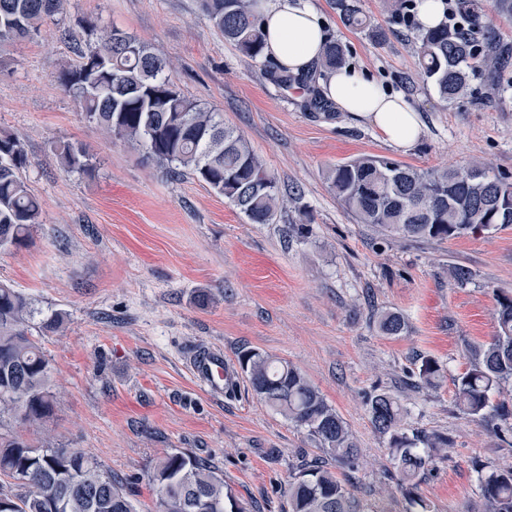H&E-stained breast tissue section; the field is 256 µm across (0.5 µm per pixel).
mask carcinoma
I'll return each instance as SVG.
<instances>
[{
    "label": "carcinoma",
    "instance_id": "1",
    "mask_svg": "<svg viewBox=\"0 0 512 512\" xmlns=\"http://www.w3.org/2000/svg\"><path fill=\"white\" fill-rule=\"evenodd\" d=\"M342 22L368 27L357 0H334ZM211 25L247 59L264 57V34L253 0H201ZM463 25L446 23L416 35L423 76L448 102L461 96L480 73L495 89L509 51L485 24L486 0H457ZM64 0H0V50L40 32L62 13ZM345 64L341 45L327 41L321 66ZM166 59L144 42L116 29L104 30L79 50V61L55 72L82 117L109 136L136 143L148 159L175 165L224 196L253 224H273L283 195L276 176L243 135L224 117L188 97L173 83ZM67 172L91 170L85 149L63 141L53 147ZM28 156L11 132L0 130V249L21 248L41 223V206L21 176ZM328 187L361 224L407 238L446 240L493 224H512V182L489 175L480 163L418 169L364 155L330 169ZM37 310L12 285L0 281V423H41L53 416L55 396L50 361L33 339L58 331L60 313L35 320ZM498 331L476 350V359L455 384L457 405L486 418L491 396L512 384V298L497 297ZM379 331L400 336L407 325L395 312L377 319ZM254 393L270 408L303 427L320 445L323 459L299 466L286 491L288 512H365L348 483L327 467L353 470L359 448L345 421L294 365L257 349L237 353ZM419 385L435 387L440 367L422 359ZM375 431L388 438L392 480L405 494V512H430L414 493L416 479L431 463V449L448 438L408 433L400 401L378 393L366 401ZM150 480L158 512H226L237 505L224 478L186 452L166 454ZM487 512H512V468L480 477ZM0 512H134L121 482L94 458L73 448L43 446L0 433Z\"/></svg>",
    "mask_w": 512,
    "mask_h": 512
}]
</instances>
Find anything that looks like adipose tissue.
Returning <instances> with one entry per match:
<instances>
[{
  "label": "adipose tissue",
  "instance_id": "1",
  "mask_svg": "<svg viewBox=\"0 0 512 512\" xmlns=\"http://www.w3.org/2000/svg\"><path fill=\"white\" fill-rule=\"evenodd\" d=\"M257 12L266 35L265 54L279 69L301 74L318 64L326 36L313 8L299 0H262ZM320 88L338 111L367 122L391 146L410 147L422 134L420 116L403 95L359 72L337 69L321 80Z\"/></svg>",
  "mask_w": 512,
  "mask_h": 512
}]
</instances>
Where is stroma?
<instances>
[{"instance_id": "obj_1", "label": "stroma", "mask_w": 512, "mask_h": 512, "mask_svg": "<svg viewBox=\"0 0 512 512\" xmlns=\"http://www.w3.org/2000/svg\"><path fill=\"white\" fill-rule=\"evenodd\" d=\"M340 43L346 63L402 94L419 112L409 149L384 143L344 112L306 108L305 87L284 88L270 63L246 59L205 19L200 0H65L34 38L0 53V129L18 137L23 177L42 207L25 247L0 251V280L63 327L40 336L57 396L53 416L23 439L76 448L127 484L136 512H157L149 479L165 454L184 451L216 468L245 512H283V491L302 460L319 454L303 428L265 405L244 373L234 393L209 396L187 371L202 347L256 348L299 368L347 422L360 449L350 482L365 512H403L389 475L386 437L365 398L387 392L410 428L447 436L417 492L431 512H484L481 472L512 467V417L481 421L456 405L455 378L497 332L494 291L512 295V226L447 240L400 239L360 224L330 191L331 166L363 155L420 168L473 162L512 180V63L506 94L483 79L442 101L422 77L415 32L388 19L382 0H359L386 31L352 30L332 0H306ZM117 28L170 63L182 91L221 112L279 178L274 224H252L222 195L82 119L54 73L78 60L92 28ZM71 30L73 39L62 37ZM86 147L92 169L68 172L51 148ZM306 206L311 222L288 233ZM454 265L472 279L458 285ZM207 304H199V294ZM402 314L408 330L385 336L374 314ZM439 386L416 387L423 357Z\"/></svg>"}]
</instances>
